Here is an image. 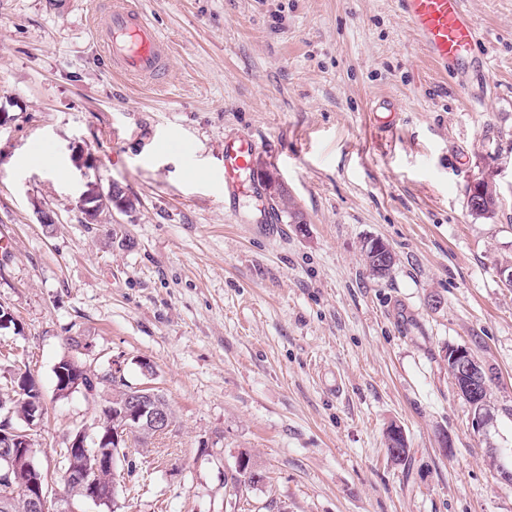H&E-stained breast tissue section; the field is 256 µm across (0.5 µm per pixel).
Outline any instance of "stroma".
<instances>
[{
  "label": "stroma",
  "instance_id": "obj_1",
  "mask_svg": "<svg viewBox=\"0 0 512 512\" xmlns=\"http://www.w3.org/2000/svg\"><path fill=\"white\" fill-rule=\"evenodd\" d=\"M100 2L0 0V304L17 322L0 368L42 387L38 466L95 411L57 396L56 363L117 357L175 422L135 458L144 487L84 512H512V0H468L490 67L465 82L427 62L395 0H141L169 45L159 86L113 74ZM231 134L286 200L225 212ZM481 179L486 216L467 206ZM114 182L133 210L86 223L81 199ZM370 237L395 254L387 277ZM450 344L495 376L487 431ZM245 453L265 484L226 482ZM396 430H399V436H396ZM387 449L393 461L401 462L409 454V446L406 438L398 426L391 424L386 429Z\"/></svg>",
  "mask_w": 512,
  "mask_h": 512
}]
</instances>
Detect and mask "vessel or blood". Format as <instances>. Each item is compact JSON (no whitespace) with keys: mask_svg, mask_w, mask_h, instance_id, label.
<instances>
[{"mask_svg":"<svg viewBox=\"0 0 512 512\" xmlns=\"http://www.w3.org/2000/svg\"><path fill=\"white\" fill-rule=\"evenodd\" d=\"M428 60L442 72H458L479 42L466 0H398ZM98 39L113 70L127 80L160 83L166 71L167 44L134 0H111L97 17ZM257 153L255 143L238 135L224 143V208L236 212L244 193L240 174Z\"/></svg>","mask_w":512,"mask_h":512,"instance_id":"vessel-or-blood-1","label":"vessel or blood"}]
</instances>
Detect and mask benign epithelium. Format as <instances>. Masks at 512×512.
<instances>
[{
  "instance_id": "obj_1",
  "label": "benign epithelium",
  "mask_w": 512,
  "mask_h": 512,
  "mask_svg": "<svg viewBox=\"0 0 512 512\" xmlns=\"http://www.w3.org/2000/svg\"><path fill=\"white\" fill-rule=\"evenodd\" d=\"M123 187L114 182L108 192L101 193L93 200L97 205L112 210L126 209L121 200ZM450 363L455 374L458 391L467 399L476 400L487 389L480 362L473 358L464 346L450 349ZM86 366L72 358H65L58 365L61 377L60 389L56 393L71 394L81 391L91 397L93 390L86 387L82 372ZM13 379L18 381L19 392L27 395V420L24 427L11 424V413H0V467L6 474L14 476L16 483L22 485L32 512H81L71 501L58 492H52V483L44 480L41 469L35 466L34 432L43 422L45 403L41 386L37 379L26 371H16ZM158 392L156 386L146 383L125 389V394L112 406H105L74 426L66 435L67 452L56 459L57 466L66 478L82 482L83 500L101 505L106 503L111 492L117 489V464L111 449L129 442L132 432L143 417L152 422L154 436L166 434L173 422L170 416L161 410L149 407V399ZM96 444L95 454L100 469L95 476L85 477L83 453L88 448L87 440Z\"/></svg>"
}]
</instances>
